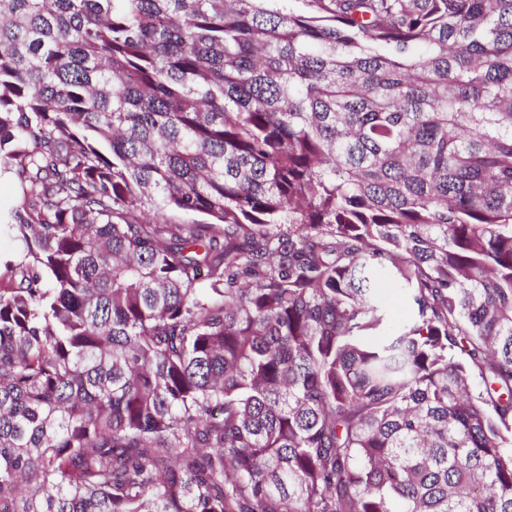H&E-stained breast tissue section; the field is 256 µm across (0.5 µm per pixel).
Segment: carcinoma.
I'll return each instance as SVG.
<instances>
[{
	"mask_svg": "<svg viewBox=\"0 0 512 512\" xmlns=\"http://www.w3.org/2000/svg\"><path fill=\"white\" fill-rule=\"evenodd\" d=\"M287 2L0 0V512H512V0ZM20 189L15 179L9 175L0 177V212L6 214L20 202ZM386 303L388 320L391 324H399L410 315L403 293L398 288H387Z\"/></svg>",
	"mask_w": 512,
	"mask_h": 512,
	"instance_id": "cac0c4a2",
	"label": "carcinoma"
}]
</instances>
